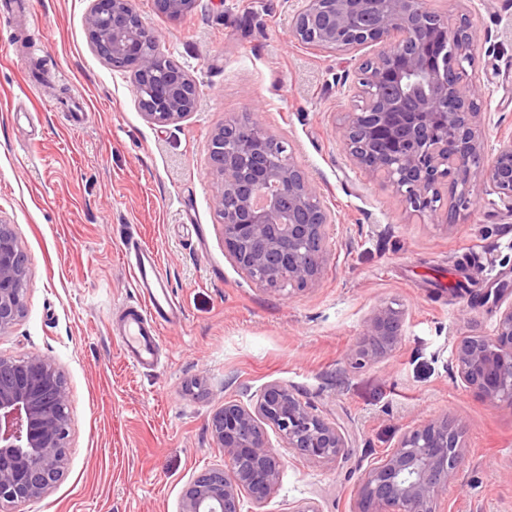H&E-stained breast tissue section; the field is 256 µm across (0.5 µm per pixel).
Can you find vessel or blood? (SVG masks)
<instances>
[{
	"label": "vessel or blood",
	"mask_w": 512,
	"mask_h": 512,
	"mask_svg": "<svg viewBox=\"0 0 512 512\" xmlns=\"http://www.w3.org/2000/svg\"><path fill=\"white\" fill-rule=\"evenodd\" d=\"M124 258L143 306L127 318L121 340L136 364L149 367L157 360L158 331L176 318L178 306L154 251L132 247L126 249Z\"/></svg>",
	"instance_id": "1"
}]
</instances>
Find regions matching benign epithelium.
<instances>
[{"label":"benign epithelium","instance_id":"obj_1","mask_svg":"<svg viewBox=\"0 0 512 512\" xmlns=\"http://www.w3.org/2000/svg\"><path fill=\"white\" fill-rule=\"evenodd\" d=\"M291 35L303 44L347 52L380 44L382 51L360 65L356 96L360 111L345 113L336 133L350 162L392 191L409 213L439 220L434 199L448 192V208L476 203L475 179L484 152L478 86L465 89L448 78V54L467 57L476 41L469 22H452L428 0H302ZM195 0H158L162 12L180 16ZM142 24L132 0H93L90 39L102 30L112 37V57L134 75L137 89L154 97L144 115L166 125L196 106L187 74L165 78L162 54L134 38L126 22ZM211 142L215 192L224 215V244L235 263L258 286L301 291L316 282L328 250L331 214L319 188L283 143L245 113L224 121ZM482 182L492 186L512 211V140L502 144ZM18 242L0 232V333L23 306L26 271L17 263ZM402 313L375 309L350 352L357 366L374 362L398 343ZM454 364L461 383L492 406H512V303L499 315L492 334L458 338ZM21 375L0 388V505L37 498L63 471L68 394L61 371L46 358L0 357V373ZM286 447L310 462H332L347 453L343 427L287 386L267 385L247 408L228 401L211 418L214 443L225 467L198 476L184 489L180 512H241L242 496L256 506L273 494L282 462L266 426ZM468 454L463 425L446 416L405 432L395 448L366 468L358 480L352 512H440L448 483Z\"/></svg>","mask_w":512,"mask_h":512}]
</instances>
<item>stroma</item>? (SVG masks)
<instances>
[{
    "instance_id": "35a3bbf8",
    "label": "stroma",
    "mask_w": 512,
    "mask_h": 512,
    "mask_svg": "<svg viewBox=\"0 0 512 512\" xmlns=\"http://www.w3.org/2000/svg\"><path fill=\"white\" fill-rule=\"evenodd\" d=\"M29 2L24 14L0 0V222L28 260L24 310L0 333V357L38 354L62 372L68 436L59 480L0 512H179L186 484L224 465L212 415L227 401L252 405L274 382L340 423L349 453L309 462L270 433L278 485L264 506L243 499L241 512L300 502L351 512L362 471L406 430L443 416L462 421L469 449L443 512H512V409L485 403L453 367L458 336L492 333L512 294L475 305L448 288L466 254L477 288L512 280V212L484 192L434 224L350 166L336 127L377 46L341 55L298 42V0H196L175 19L133 0L198 90L194 112L162 126L140 110L131 71L95 52L92 0ZM430 6L478 32L460 82L482 78L494 155L512 139V0ZM244 113L285 143L331 213L322 275L305 290L259 287L224 246L209 144ZM130 238L158 254L182 308L148 368L134 367L119 339L124 309L137 304L123 262ZM384 306L403 313L399 343L352 365L350 349Z\"/></svg>"
}]
</instances>
